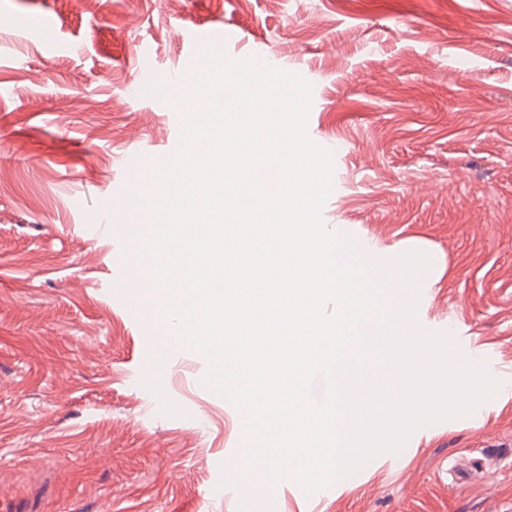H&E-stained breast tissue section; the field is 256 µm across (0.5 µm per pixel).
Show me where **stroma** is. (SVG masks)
<instances>
[{
  "mask_svg": "<svg viewBox=\"0 0 512 512\" xmlns=\"http://www.w3.org/2000/svg\"><path fill=\"white\" fill-rule=\"evenodd\" d=\"M0 14V512H236L221 466L243 414L184 347L152 393L147 327L114 285L132 260L113 202L125 161L180 136L140 87L167 81L180 31L200 27L308 73L306 134L343 143L323 226L353 228L377 259L428 254L417 323L473 337L500 383L479 420L417 429L398 468L380 454L313 505L290 476L254 497L264 512H512V0H0ZM101 214L108 242L88 230Z\"/></svg>",
  "mask_w": 512,
  "mask_h": 512,
  "instance_id": "obj_1",
  "label": "stroma"
}]
</instances>
